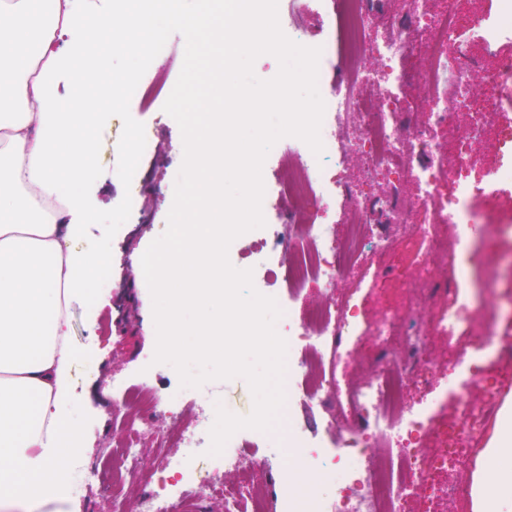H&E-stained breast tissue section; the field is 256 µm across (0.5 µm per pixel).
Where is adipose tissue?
I'll use <instances>...</instances> for the list:
<instances>
[{
	"mask_svg": "<svg viewBox=\"0 0 512 512\" xmlns=\"http://www.w3.org/2000/svg\"><path fill=\"white\" fill-rule=\"evenodd\" d=\"M0 0V505L28 502L79 445L66 395L76 352L68 309L112 256L79 247L81 193L105 108L126 105L108 52H149L182 23L181 0ZM474 512H512V406L473 484Z\"/></svg>",
	"mask_w": 512,
	"mask_h": 512,
	"instance_id": "obj_1",
	"label": "adipose tissue"
}]
</instances>
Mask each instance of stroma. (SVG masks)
Segmentation results:
<instances>
[{"mask_svg": "<svg viewBox=\"0 0 512 512\" xmlns=\"http://www.w3.org/2000/svg\"><path fill=\"white\" fill-rule=\"evenodd\" d=\"M333 17L334 0H285L279 22L286 35H293L300 26L317 42L333 35ZM167 45L170 52L158 67L166 70L174 82L182 68L185 40L175 33ZM111 66L118 71L134 67L144 76L158 68L150 57H142L134 64L118 50L112 53ZM133 132L140 136L151 134L158 151L157 156L140 158L150 174L151 186L136 200L132 199L127 182L118 177L128 165L118 146ZM95 151V171L82 191L96 221L87 225L81 244L111 252L115 288L106 291L99 281H92L86 300L73 303L70 310V342L79 357L75 362L77 372L72 376L69 422L79 433L82 456L88 462L104 461L110 450L112 426L121 416L116 384L149 382L185 405L184 420L192 418L187 410L189 391L181 387L175 369L153 361L156 331L152 299L141 266L144 252L168 225L174 200L172 176L184 155L180 128L159 102L145 111L136 105L115 108L95 135ZM475 210L479 220L471 234L474 246L465 259L468 277L460 283L456 297L443 295L432 302L427 299L420 272L400 251L392 256L395 279L375 280L374 259L369 256L332 293L315 282L298 293L288 292L282 278L272 275V260L254 232L236 238L228 256L236 268L253 270L257 287L280 295L299 312L324 297L336 300L352 292L369 321L378 322L405 311L423 314L429 321L454 300H461L467 326L448 329L428 340V357L435 369L442 370L455 359L463 343L475 344L492 335L502 345L512 346V232L502 228L503 223L512 221V194L477 202ZM404 349L402 341L385 343L368 334L354 354L340 360L327 356L326 368L338 382L365 384L375 377L379 352H387L389 359L396 360ZM86 365L94 368L96 383L80 376V367ZM206 392L211 401L222 402L240 416L246 415L253 404L249 386L240 377L208 382ZM114 508L113 499L92 486L83 497L65 503L60 502L58 492H51L35 512H114Z\"/></svg>", "mask_w": 512, "mask_h": 512, "instance_id": "obj_1", "label": "stroma"}]
</instances>
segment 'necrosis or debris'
Masks as SVG:
<instances>
[{
	"label": "necrosis or debris",
	"mask_w": 512,
	"mask_h": 512,
	"mask_svg": "<svg viewBox=\"0 0 512 512\" xmlns=\"http://www.w3.org/2000/svg\"><path fill=\"white\" fill-rule=\"evenodd\" d=\"M425 2L408 0L405 13L380 21L375 0H336L335 36L322 42L320 57L340 69L334 90L323 97L334 125L320 131L321 154L285 153V174L270 198L278 221L259 230L291 291L313 280L337 288L366 253L382 257L379 274L389 278L393 270L384 259L394 242L384 230L388 224L404 227L405 243L421 269H446V282H458L466 271L450 263L439 227L456 225L461 244L470 246L474 201L512 190V146L483 167L476 166L473 152L487 132L512 139V124L503 123L500 111L503 103L512 104V56L486 71L481 88H474L467 42L459 38L463 31L486 44L511 37L512 0H494V12L471 17L448 8L434 14ZM409 53L423 55L424 67L401 68L400 59ZM411 90L427 106L422 115L409 110ZM452 101L468 112V132L444 154L435 136L453 121ZM354 149L364 153L368 177L391 176L388 193L357 192L343 180L341 168ZM406 186L414 188L415 202L401 199ZM329 192L344 205L349 232L341 241L334 229L313 220L314 201ZM291 225L297 228L292 235L287 232ZM280 309L287 398L300 394L324 408L340 400L351 417L330 422L331 446L308 441L296 423L289 424L283 439L262 433V440L281 449L283 458L268 465L264 485L225 486V512H408L414 499L434 500L436 477L466 467L471 445L491 419L488 409L458 395L456 420L437 430L434 416L447 404V393L434 391L417 404H406L408 388L430 385L434 371L421 352L425 332L408 335L404 322L393 317L377 323L374 331L385 342L406 337L403 358L384 361L369 384L340 395L326 381L324 357L354 349L367 331L353 296L300 314L286 303ZM457 367L468 382L488 381L512 367V350L497 349L489 341L481 353L463 352ZM122 403L132 412V422L115 431L108 461L79 467L77 479L69 483L70 495H82L94 482L111 494L128 484L136 488L139 512H171L167 489L173 477L185 492L208 495L215 471L206 453L214 417L210 400L198 403L188 425L151 387L128 389ZM144 427L151 429L159 448L148 460L137 446ZM146 466L158 473L157 485L140 484L138 473Z\"/></svg>",
	"instance_id": "1"
}]
</instances>
